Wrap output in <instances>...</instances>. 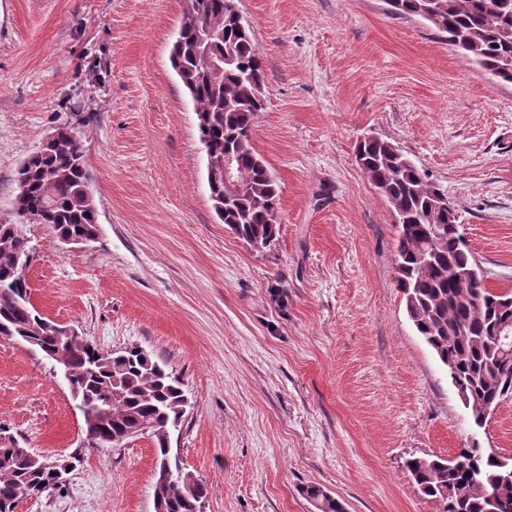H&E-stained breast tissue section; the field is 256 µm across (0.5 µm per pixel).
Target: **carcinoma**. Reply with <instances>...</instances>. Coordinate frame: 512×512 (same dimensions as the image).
<instances>
[{
  "mask_svg": "<svg viewBox=\"0 0 512 512\" xmlns=\"http://www.w3.org/2000/svg\"><path fill=\"white\" fill-rule=\"evenodd\" d=\"M473 65L512 84V0H394L391 13L421 16ZM215 64H200L202 53ZM170 62L190 94L206 156L235 160L237 187L208 186L221 222L253 248L265 250L280 232V188L253 143L265 105V73L249 27L224 8V0H189ZM358 165L389 200L396 216L397 285L417 334L452 369L466 393L473 422L486 421L512 398V293L493 292L460 231L459 205L398 146L380 138L359 143ZM15 209L23 224H49L58 241L96 231L97 205L84 148L72 129L59 127L18 168ZM28 247L11 224H0V336L14 338L68 371L89 441L144 432L155 463L168 461L170 481L153 487L159 512H197L204 483L172 460L168 441L183 422L188 398L173 371L130 347L108 357L84 336L56 334L53 322L31 301L17 257ZM462 466L440 457L407 460L417 490L444 504V512H512V463L480 447L459 450ZM49 459L0 425V512L20 499L59 485ZM314 512H344L318 485L304 488Z\"/></svg>",
  "mask_w": 512,
  "mask_h": 512,
  "instance_id": "1",
  "label": "carcinoma"
}]
</instances>
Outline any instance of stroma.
I'll list each match as a JSON object with an SVG mask.
<instances>
[{
  "label": "stroma",
  "mask_w": 512,
  "mask_h": 512,
  "mask_svg": "<svg viewBox=\"0 0 512 512\" xmlns=\"http://www.w3.org/2000/svg\"><path fill=\"white\" fill-rule=\"evenodd\" d=\"M265 70L254 145L281 187L261 252L217 219L170 49L188 0H0V223L54 129L81 140L101 237L27 225L31 299L103 350L138 346L190 405L173 447L205 512H442L405 462L477 445L512 456V399L477 428L397 286V226L356 161L399 146L461 207L485 283L512 292V84L385 0H237ZM0 423L79 455L15 512H153L154 445L89 444L67 383L0 336ZM303 492L314 512H344L340 502L318 485L307 486Z\"/></svg>",
  "instance_id": "1"
}]
</instances>
